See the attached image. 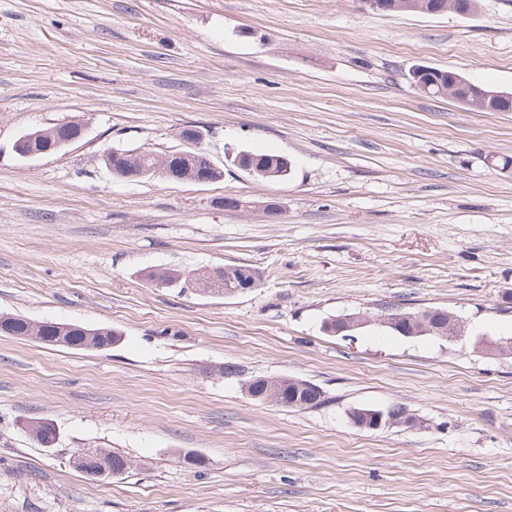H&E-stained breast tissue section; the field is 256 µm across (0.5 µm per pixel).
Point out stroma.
<instances>
[{"label":"stroma","mask_w":512,"mask_h":512,"mask_svg":"<svg viewBox=\"0 0 512 512\" xmlns=\"http://www.w3.org/2000/svg\"><path fill=\"white\" fill-rule=\"evenodd\" d=\"M421 65L512 92V0L468 17L364 0H0V315L122 336L90 351L0 335V512H512V354L478 344L512 338V173L493 165L512 157V112L418 95ZM67 119L86 130L63 150L14 153ZM192 126L223 179L129 181L102 161L186 150ZM242 151L292 172L259 179L234 165ZM232 264L258 286L146 277ZM386 304L450 310L465 335L322 328ZM258 376L326 401L250 399ZM395 403L423 428L348 416ZM38 419L54 447L29 439ZM80 448L132 467L93 478L72 464ZM262 378V379H261ZM256 385L262 397L257 398L255 400L265 401L269 403H273L277 406L283 408H291V409H307L317 407L325 402L324 393L318 389V392H313V395L309 396L307 400L303 399L304 392H301L299 395V399H296V392L291 388V386H283L284 384H295L301 386H313L310 383H307L303 380H299L292 377H277L273 379H268L269 382L275 383L278 386H282L277 390V393L274 398L270 399L269 396V385H267L265 378L257 377L255 378ZM288 382V383H287Z\"/></svg>","instance_id":"35a3bbf8"}]
</instances>
